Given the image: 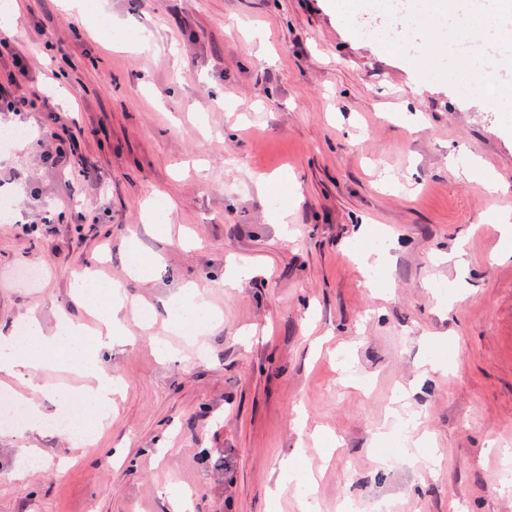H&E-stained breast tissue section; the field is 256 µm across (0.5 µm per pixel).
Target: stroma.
Here are the masks:
<instances>
[{"instance_id": "stroma-1", "label": "stroma", "mask_w": 512, "mask_h": 512, "mask_svg": "<svg viewBox=\"0 0 512 512\" xmlns=\"http://www.w3.org/2000/svg\"><path fill=\"white\" fill-rule=\"evenodd\" d=\"M337 2L87 0L93 33L65 0H0L16 93L57 104L0 112L26 132L0 154V330L86 321L84 269L155 309L104 359L94 446L0 426V512H512V111H476L425 27L407 55ZM44 128L77 137L67 162ZM188 281L220 314L202 359L164 308ZM6 59L11 60L13 67L10 73L15 75L17 72L21 76H27V56L18 47L12 45L10 40L6 38L0 39V60L6 62Z\"/></svg>"}]
</instances>
